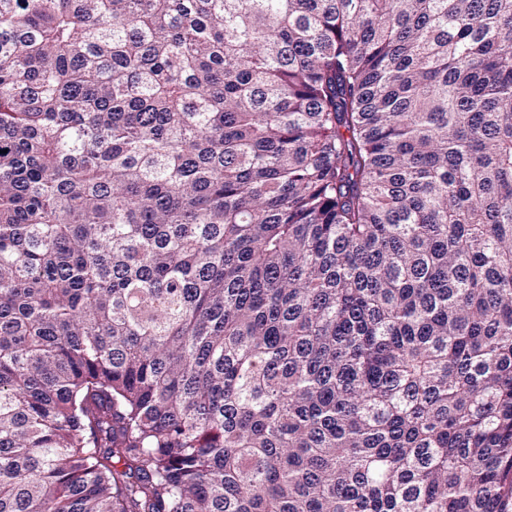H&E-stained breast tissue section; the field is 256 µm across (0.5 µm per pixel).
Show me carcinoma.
<instances>
[{
  "instance_id": "obj_1",
  "label": "carcinoma",
  "mask_w": 512,
  "mask_h": 512,
  "mask_svg": "<svg viewBox=\"0 0 512 512\" xmlns=\"http://www.w3.org/2000/svg\"><path fill=\"white\" fill-rule=\"evenodd\" d=\"M0 512H512V0H0Z\"/></svg>"
}]
</instances>
